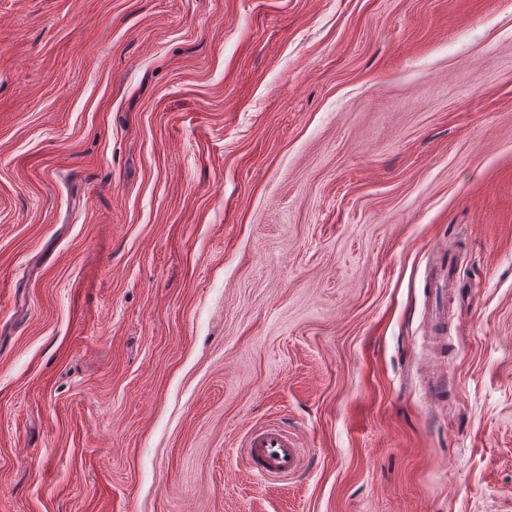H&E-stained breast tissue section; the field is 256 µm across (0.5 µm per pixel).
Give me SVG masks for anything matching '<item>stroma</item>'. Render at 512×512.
I'll return each instance as SVG.
<instances>
[{"mask_svg": "<svg viewBox=\"0 0 512 512\" xmlns=\"http://www.w3.org/2000/svg\"><path fill=\"white\" fill-rule=\"evenodd\" d=\"M0 512H512V0H0ZM244 450L249 464L263 475L291 476L300 466V448L279 425L267 424L251 430Z\"/></svg>", "mask_w": 512, "mask_h": 512, "instance_id": "obj_1", "label": "stroma"}]
</instances>
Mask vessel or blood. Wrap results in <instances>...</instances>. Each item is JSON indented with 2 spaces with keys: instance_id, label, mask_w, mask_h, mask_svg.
<instances>
[{
  "instance_id": "obj_1",
  "label": "vessel or blood",
  "mask_w": 512,
  "mask_h": 512,
  "mask_svg": "<svg viewBox=\"0 0 512 512\" xmlns=\"http://www.w3.org/2000/svg\"><path fill=\"white\" fill-rule=\"evenodd\" d=\"M245 454L249 464L263 475H294L301 461L295 440L275 424L251 430L245 440Z\"/></svg>"
}]
</instances>
